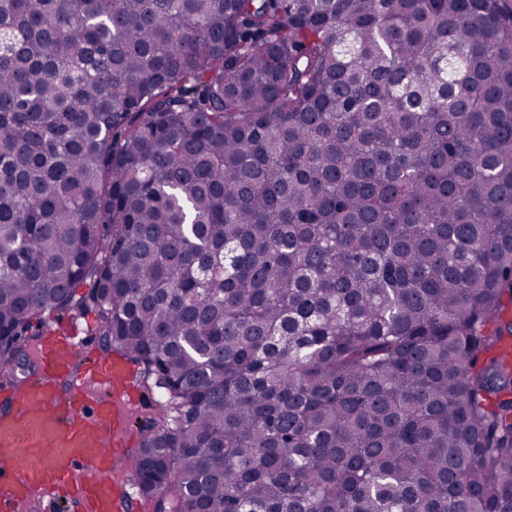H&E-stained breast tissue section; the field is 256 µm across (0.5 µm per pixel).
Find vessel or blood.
I'll list each match as a JSON object with an SVG mask.
<instances>
[{
  "mask_svg": "<svg viewBox=\"0 0 512 512\" xmlns=\"http://www.w3.org/2000/svg\"><path fill=\"white\" fill-rule=\"evenodd\" d=\"M77 324L49 332L37 346L39 373L0 390V512H23L35 491L49 493L46 512H124L133 494L110 473L125 445L128 417L112 400L131 382L122 358L77 367ZM95 462L99 474L83 478Z\"/></svg>",
  "mask_w": 512,
  "mask_h": 512,
  "instance_id": "b4317fda",
  "label": "vessel or blood"
}]
</instances>
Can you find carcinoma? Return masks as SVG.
I'll return each mask as SVG.
<instances>
[{
  "label": "carcinoma",
  "instance_id": "obj_1",
  "mask_svg": "<svg viewBox=\"0 0 512 512\" xmlns=\"http://www.w3.org/2000/svg\"><path fill=\"white\" fill-rule=\"evenodd\" d=\"M506 0H0V372L93 310L156 512H512Z\"/></svg>",
  "mask_w": 512,
  "mask_h": 512
}]
</instances>
